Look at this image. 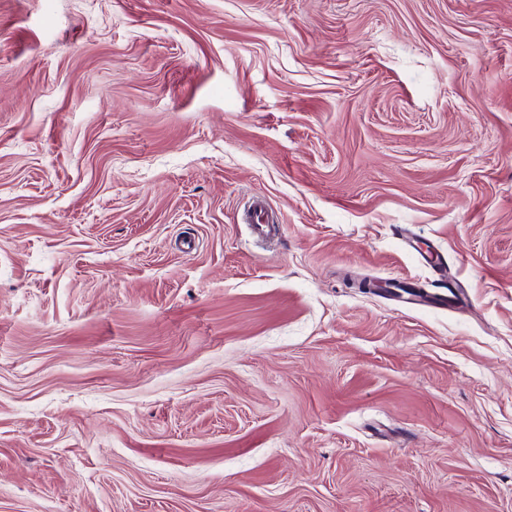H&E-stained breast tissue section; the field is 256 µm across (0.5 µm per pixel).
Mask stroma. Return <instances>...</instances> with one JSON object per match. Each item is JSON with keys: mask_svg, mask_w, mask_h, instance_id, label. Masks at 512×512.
Returning <instances> with one entry per match:
<instances>
[{"mask_svg": "<svg viewBox=\"0 0 512 512\" xmlns=\"http://www.w3.org/2000/svg\"><path fill=\"white\" fill-rule=\"evenodd\" d=\"M0 512H512V0H0Z\"/></svg>", "mask_w": 512, "mask_h": 512, "instance_id": "obj_1", "label": "stroma"}]
</instances>
